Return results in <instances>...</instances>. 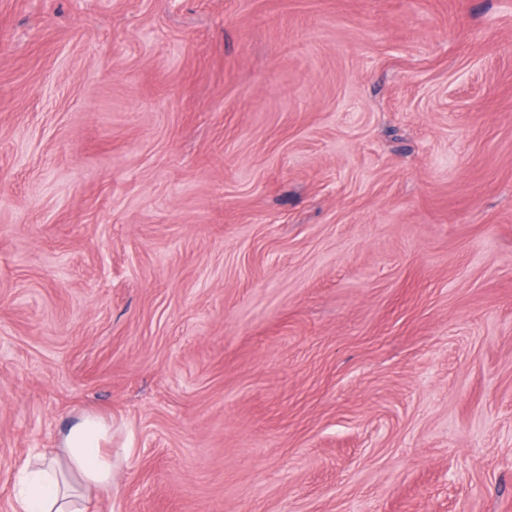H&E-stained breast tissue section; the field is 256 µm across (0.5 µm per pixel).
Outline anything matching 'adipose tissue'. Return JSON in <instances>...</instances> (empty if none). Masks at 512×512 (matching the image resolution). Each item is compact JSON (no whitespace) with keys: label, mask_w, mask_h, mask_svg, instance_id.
I'll use <instances>...</instances> for the list:
<instances>
[{"label":"adipose tissue","mask_w":512,"mask_h":512,"mask_svg":"<svg viewBox=\"0 0 512 512\" xmlns=\"http://www.w3.org/2000/svg\"><path fill=\"white\" fill-rule=\"evenodd\" d=\"M111 427L96 416L83 417L53 454L32 453L21 467L30 482L15 493L13 512H88L93 492L111 487L112 455L103 443Z\"/></svg>","instance_id":"ef3b65f1"}]
</instances>
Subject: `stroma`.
Instances as JSON below:
<instances>
[{"instance_id":"obj_1","label":"stroma","mask_w":512,"mask_h":512,"mask_svg":"<svg viewBox=\"0 0 512 512\" xmlns=\"http://www.w3.org/2000/svg\"><path fill=\"white\" fill-rule=\"evenodd\" d=\"M512 512V0H0V512ZM110 430L105 420L85 416L69 428L58 451L32 453L21 466L32 482L14 494L13 512H88L92 492L108 489L114 479L112 453L102 448ZM46 471L55 478H39Z\"/></svg>"}]
</instances>
